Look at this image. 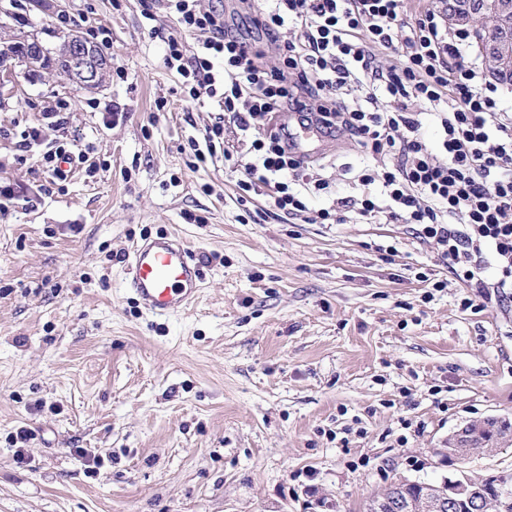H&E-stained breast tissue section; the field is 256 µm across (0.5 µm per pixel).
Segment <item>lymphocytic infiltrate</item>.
Returning <instances> with one entry per match:
<instances>
[{
  "label": "lymphocytic infiltrate",
  "instance_id": "lymphocytic-infiltrate-1",
  "mask_svg": "<svg viewBox=\"0 0 512 512\" xmlns=\"http://www.w3.org/2000/svg\"><path fill=\"white\" fill-rule=\"evenodd\" d=\"M240 2L278 49L277 67H266L252 37L229 28L213 0H157L179 25L166 39L165 65L181 76L189 100L207 98L221 109L197 160L223 154L225 166L241 173L240 199L267 196L282 224H342L353 212L413 225L483 304L511 303L512 113L467 58L468 30H449L433 6L407 16L403 0H272L260 10ZM186 34L198 39L190 55ZM423 109L439 121L447 162L421 133ZM288 112L383 157L360 175L364 185L380 184V196L341 198L311 213L300 190L328 184L292 155Z\"/></svg>",
  "mask_w": 512,
  "mask_h": 512
}]
</instances>
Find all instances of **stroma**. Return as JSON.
Returning <instances> with one entry per match:
<instances>
[{"mask_svg": "<svg viewBox=\"0 0 512 512\" xmlns=\"http://www.w3.org/2000/svg\"><path fill=\"white\" fill-rule=\"evenodd\" d=\"M0 9L49 46L107 30L112 59L91 91L0 76V512H367L401 479L512 473V442L448 455L512 421V311L464 307L411 225L281 224L238 204L223 158L191 168L220 109L165 67L177 24L154 0ZM60 144L88 157L63 181L42 164ZM373 163L341 133L315 173L357 199ZM165 232L202 289L156 317L126 256ZM465 439L463 440L466 444L460 443V437L456 440V445L448 448V455L455 457L464 456L466 454H473L480 450H489L492 448H478L482 447L485 442L492 440H511L512 437V423L507 421L491 420L483 423H473L466 426L464 429ZM472 445V447H469Z\"/></svg>", "mask_w": 512, "mask_h": 512, "instance_id": "obj_1", "label": "stroma"}]
</instances>
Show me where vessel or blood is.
Returning <instances> with one entry per match:
<instances>
[{
	"instance_id": "obj_1",
	"label": "vessel or blood",
	"mask_w": 512,
	"mask_h": 512,
	"mask_svg": "<svg viewBox=\"0 0 512 512\" xmlns=\"http://www.w3.org/2000/svg\"><path fill=\"white\" fill-rule=\"evenodd\" d=\"M290 145L303 159L321 155L328 145L327 131L318 124H292ZM201 280L195 255L181 239L167 233L135 243L127 256L125 286L145 311L157 316L186 310Z\"/></svg>"
}]
</instances>
